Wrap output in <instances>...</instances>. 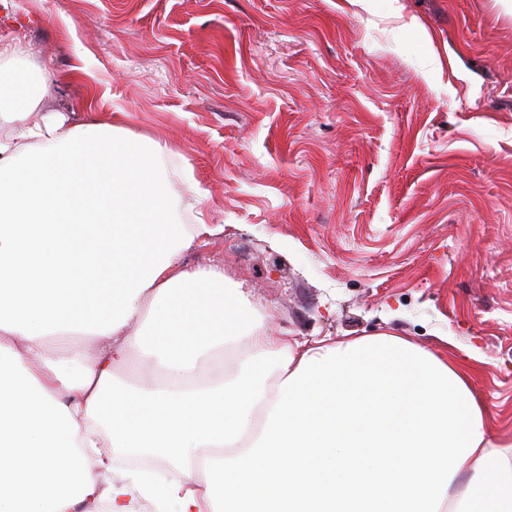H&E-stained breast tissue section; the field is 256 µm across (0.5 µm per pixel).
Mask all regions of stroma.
Masks as SVG:
<instances>
[{
  "label": "stroma",
  "instance_id": "1",
  "mask_svg": "<svg viewBox=\"0 0 512 512\" xmlns=\"http://www.w3.org/2000/svg\"><path fill=\"white\" fill-rule=\"evenodd\" d=\"M0 35L59 74L43 114L84 122L90 84L167 146L174 219L224 227L184 269L244 283L274 335L391 333L471 366L495 435L512 433L500 0H0Z\"/></svg>",
  "mask_w": 512,
  "mask_h": 512
}]
</instances>
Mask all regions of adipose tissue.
I'll list each match as a JSON object with an SVG mask.
<instances>
[{
	"mask_svg": "<svg viewBox=\"0 0 512 512\" xmlns=\"http://www.w3.org/2000/svg\"><path fill=\"white\" fill-rule=\"evenodd\" d=\"M54 78L0 42V512H512V435L491 443L469 366L272 335L222 270L179 265L217 230L171 219L165 148L28 123ZM144 351L152 381L125 382Z\"/></svg>",
	"mask_w": 512,
	"mask_h": 512,
	"instance_id": "1",
	"label": "adipose tissue"
}]
</instances>
